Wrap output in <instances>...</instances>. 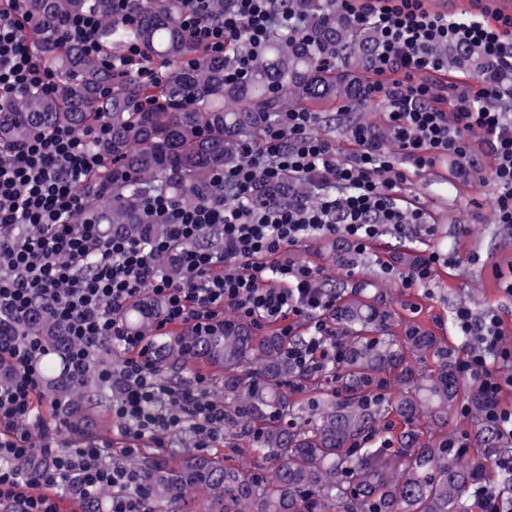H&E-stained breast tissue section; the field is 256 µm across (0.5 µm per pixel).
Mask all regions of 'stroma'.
I'll return each mask as SVG.
<instances>
[{
    "label": "stroma",
    "instance_id": "obj_1",
    "mask_svg": "<svg viewBox=\"0 0 512 512\" xmlns=\"http://www.w3.org/2000/svg\"><path fill=\"white\" fill-rule=\"evenodd\" d=\"M489 190V185L480 179L456 189L444 178L429 175L412 178L403 190L405 196L418 198L428 208L438 226L436 236L428 244L455 246L464 254L479 253L487 260V267L466 263L457 268H443L432 287L406 289L399 279L386 277L374 261L388 259L395 251L420 252L428 244L404 243L385 236L373 245V259H359L355 273L356 279H370L387 289L392 307L403 324L431 331L455 353L461 350V340L453 334L451 315L458 304H469L478 311L498 309L512 326V299L502 294L489 270L491 264L504 266L512 262V232L491 224ZM335 246V240L319 239L299 249L302 257L322 267L319 281L328 288L347 279L345 270L336 263Z\"/></svg>",
    "mask_w": 512,
    "mask_h": 512
}]
</instances>
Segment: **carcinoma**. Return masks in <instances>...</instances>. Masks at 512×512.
Here are the masks:
<instances>
[{
    "instance_id": "1",
    "label": "carcinoma",
    "mask_w": 512,
    "mask_h": 512,
    "mask_svg": "<svg viewBox=\"0 0 512 512\" xmlns=\"http://www.w3.org/2000/svg\"><path fill=\"white\" fill-rule=\"evenodd\" d=\"M298 2L306 32L274 29L250 78L232 84L224 79L232 55L204 56L180 28L184 0H143L133 23L112 16V0H29L32 13L49 24L95 13L102 55L137 42L147 61L165 71V80L146 87L132 72L115 75L100 59L55 43L47 28L41 46L61 77L60 92L15 98L13 111L0 113V151L39 130L107 124L112 165L95 174L115 187L112 202L102 207L105 219L134 236L159 235L160 226L143 223V194L163 190L192 204L205 192L211 170L241 159L242 144L259 140L285 108L325 112L330 122L336 101L350 110L361 106L355 89L376 48L374 34L336 16L335 0ZM325 50L338 53L342 70L322 69ZM193 54L197 67L182 68L181 60ZM470 69L488 77L495 71L476 52H448V70ZM105 86L112 95L101 101L98 92ZM299 191L286 178L259 182L251 201L286 206ZM160 310L159 300L144 296L123 319L149 336L150 315ZM333 316L342 354L323 370L295 365L277 330L257 335L239 321L204 336L188 331L154 338L163 359L159 370L177 372L196 362L217 374L224 390V443L253 447L266 466L245 473L191 446L174 457L144 456L136 470L152 504L162 512H184L193 495L198 512H475L472 488L494 464V441L487 430L478 435L476 456L468 448L448 447V410L461 388L448 346L418 326L394 332L396 316L380 289L372 295L351 289ZM29 331L60 345L58 329L46 319ZM429 359V373L416 370ZM327 380L337 386L332 398L325 397ZM94 384L90 372L60 395L70 402L71 427L83 433L78 400ZM391 411L401 420L395 448L380 431Z\"/></svg>"
}]
</instances>
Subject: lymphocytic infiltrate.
<instances>
[{
	"mask_svg": "<svg viewBox=\"0 0 512 512\" xmlns=\"http://www.w3.org/2000/svg\"><path fill=\"white\" fill-rule=\"evenodd\" d=\"M429 2L336 0L339 12L379 34L371 77L356 94L385 106V131L353 122L341 143L321 131L318 113H278L260 142L245 143L240 162L211 173L209 191L195 205L161 190L144 195L143 211L166 226L163 237L113 233L91 209L90 200L112 197L111 181L93 177L107 163L106 125L34 134L0 161V371L8 376L0 383V502L12 504L13 512H60L62 490H76L90 505L108 490V512H148L142 477L124 457L147 442L166 447L184 431L198 448L223 443L224 406L208 396L206 377L170 384L157 371L152 344L124 328L122 312L143 293L161 302L157 334L174 324L206 334L229 312L258 331L275 327L290 339L296 365L319 367L341 356L326 321L336 296L318 286L321 269L299 256L300 246L342 239L362 257L383 236L433 237L430 212L402 196L403 186L442 163L450 185L469 183L485 157L493 221L512 230V113L491 106V99L504 97L497 84L447 79L441 52L445 46L475 49L512 72V14L475 0L468 16L455 18ZM283 23L291 32L303 30L284 0H229L218 20L212 0H186L179 17L193 46L210 57L239 45L225 70L233 83L250 77L268 32ZM100 27L95 14L85 13L59 20L53 31L56 43L95 56ZM39 35L26 0L0 6V112L10 111L13 93L58 92L60 77L46 65ZM287 176L302 187L293 202L266 209L251 204L257 182ZM460 263L455 250L436 247L407 270L387 262L380 270L404 288H423L439 267ZM44 314L63 328L69 381L90 371L104 387L121 380L123 393L110 408L120 448L89 440L61 449L62 404L49 417L39 408L42 362L51 350L28 330ZM452 326L463 344L458 373L476 385L481 422L501 449L495 463L512 471V410L501 404L502 393L512 391V339L494 309L478 313L459 304ZM102 343L120 350L118 362L97 359Z\"/></svg>",
	"mask_w": 512,
	"mask_h": 512,
	"instance_id": "obj_1",
	"label": "lymphocytic infiltrate"
}]
</instances>
